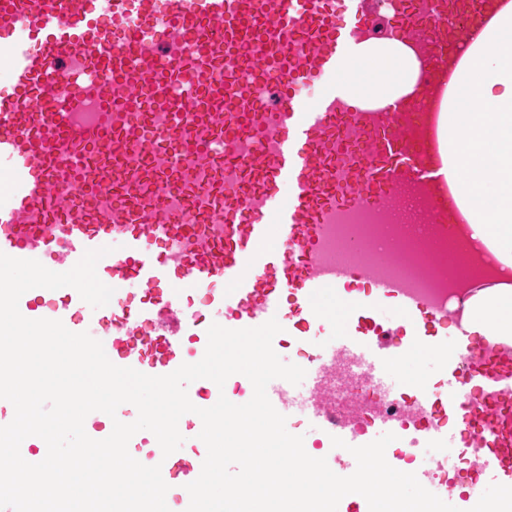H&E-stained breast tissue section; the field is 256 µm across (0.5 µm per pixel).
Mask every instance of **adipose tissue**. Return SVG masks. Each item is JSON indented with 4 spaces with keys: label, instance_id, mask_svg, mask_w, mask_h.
Instances as JSON below:
<instances>
[{
    "label": "adipose tissue",
    "instance_id": "ef3b65f1",
    "mask_svg": "<svg viewBox=\"0 0 512 512\" xmlns=\"http://www.w3.org/2000/svg\"><path fill=\"white\" fill-rule=\"evenodd\" d=\"M418 68L401 41L371 43L360 48L350 77L340 79L338 85L366 95L370 104L381 105L404 94Z\"/></svg>",
    "mask_w": 512,
    "mask_h": 512
}]
</instances>
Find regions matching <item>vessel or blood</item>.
<instances>
[{
  "instance_id": "b4317fda",
  "label": "vessel or blood",
  "mask_w": 512,
  "mask_h": 512,
  "mask_svg": "<svg viewBox=\"0 0 512 512\" xmlns=\"http://www.w3.org/2000/svg\"><path fill=\"white\" fill-rule=\"evenodd\" d=\"M507 11L512 0H0V252L65 272L121 245L97 263L115 291L94 321L71 287L28 290L21 314L152 376L199 362L211 323L277 318L273 348L303 353L306 382L267 396L282 415L307 412L304 446L334 473L390 432L387 462L434 449L416 476L460 512L512 486V330L492 315L512 302V256L471 221L443 112L467 48ZM380 37L400 39L419 76L368 108L331 82ZM315 81L327 88L311 101ZM340 225L367 261L329 258ZM410 240L428 287L391 271ZM452 243L477 277L449 265ZM420 353L438 382H384ZM187 392L201 408L220 396L207 379ZM451 435L470 470L449 466Z\"/></svg>"
}]
</instances>
